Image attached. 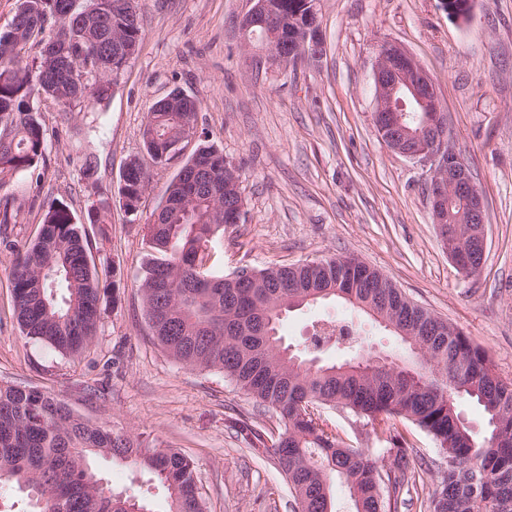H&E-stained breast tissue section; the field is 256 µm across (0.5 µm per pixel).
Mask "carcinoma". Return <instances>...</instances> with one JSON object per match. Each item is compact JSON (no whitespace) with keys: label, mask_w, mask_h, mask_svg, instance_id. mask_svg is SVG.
<instances>
[{"label":"carcinoma","mask_w":512,"mask_h":512,"mask_svg":"<svg viewBox=\"0 0 512 512\" xmlns=\"http://www.w3.org/2000/svg\"><path fill=\"white\" fill-rule=\"evenodd\" d=\"M20 0L0 32V181L35 172L43 160L45 133L31 106L52 98L64 106L106 99L112 77L128 59L117 44L137 47L142 30L131 0ZM39 40L41 54L55 53L84 72L45 70L22 52ZM36 73L33 85L28 74ZM195 112L159 101L148 113L143 144L157 166L168 164L169 147L194 121ZM197 170L189 182L176 175L165 203L146 225L148 257L140 277L145 317L153 337L178 364L224 374L263 409L279 428L244 425L255 446L270 451L287 481L297 512H333L332 486L349 491L353 512H398L403 489L415 482L406 441L387 426L402 417L430 435L445 457L433 512H512V384L496 373L486 352L466 334L444 326L429 311L409 308L397 288L382 287L353 257L268 267L244 284L238 276L210 272L207 262L224 234V207L242 200L224 153L200 146L181 170ZM147 190L142 165L133 161L119 193L136 211ZM455 240L468 239L471 225L461 204L453 208ZM83 224L64 204L45 213L39 237L19 254L11 272L15 313L26 338L74 356L96 335L102 306L117 303L120 285L100 279L87 254ZM339 299L374 320L395 325L422 372L407 377L369 362L362 343L343 325L339 336L352 357L311 364L312 353L329 343L313 331L301 356L282 343L279 324L288 311ZM421 353H412V345ZM480 407L486 430L464 422L456 400ZM319 405L340 407L375 425L390 447L374 457L327 431ZM129 462L140 478L166 492L168 512H206L194 463L172 448H160L142 433L93 424L77 416L59 395L0 385V484L26 493V512H152L141 498L112 490L95 467L99 457Z\"/></svg>","instance_id":"cac0c4a2"}]
</instances>
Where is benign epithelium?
Segmentation results:
<instances>
[{
	"instance_id": "7a95c632",
	"label": "benign epithelium",
	"mask_w": 512,
	"mask_h": 512,
	"mask_svg": "<svg viewBox=\"0 0 512 512\" xmlns=\"http://www.w3.org/2000/svg\"><path fill=\"white\" fill-rule=\"evenodd\" d=\"M251 8L240 20L245 39H250L254 27L268 29L266 47L270 57L282 60L286 54L308 55L319 58L323 45L316 24H311L306 37L294 46L277 16L270 11L267 0H250ZM448 17L469 20L471 12L464 0H448ZM376 94L374 125L381 141L393 152L431 165L427 183V197L432 223H448V208L454 201H462L473 224L468 242L459 243L442 235L448 253L459 271L473 275L480 267L472 263L471 255L485 252L487 246L484 224V200L474 182L468 165L451 143L445 111L430 75L403 46L386 42L378 50L373 68ZM409 112L422 113L417 131L404 124Z\"/></svg>"
}]
</instances>
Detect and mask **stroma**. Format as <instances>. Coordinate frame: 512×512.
Listing matches in <instances>:
<instances>
[{
  "label": "stroma",
  "mask_w": 512,
  "mask_h": 512,
  "mask_svg": "<svg viewBox=\"0 0 512 512\" xmlns=\"http://www.w3.org/2000/svg\"><path fill=\"white\" fill-rule=\"evenodd\" d=\"M142 40L93 117L84 104L40 98L46 130L37 175L0 184V384L63 396L75 414L157 439L192 458L207 512H293L288 484L270 454L251 448L239 422L276 418L216 371L185 368L163 351L143 314L139 290L145 226L167 185L200 144L210 143L239 171L243 217L226 227L212 268L230 277L327 257L361 259L415 304L462 329L512 383V0H475L470 22L448 16L443 0H317L324 45L315 60L272 62L245 46L239 21L249 0H135ZM394 41L435 82L455 149L485 204L487 250L479 275L452 263L426 196L427 163L390 151L378 137L372 71L377 50ZM178 90L197 103L196 133L164 167L148 166L137 212L120 199L126 164L145 158L142 132L157 101ZM88 225L87 252L98 271L115 269L117 306L102 313L97 336L70 358L22 335L10 268L33 243L51 205ZM100 210L104 223L88 224ZM351 322L359 336L389 348L390 332L339 300L284 315L280 334L303 351L313 321ZM325 428L381 454L385 442L365 420L324 408ZM419 473L399 512H431L435 441L395 420Z\"/></svg>",
  "instance_id": "1"
}]
</instances>
